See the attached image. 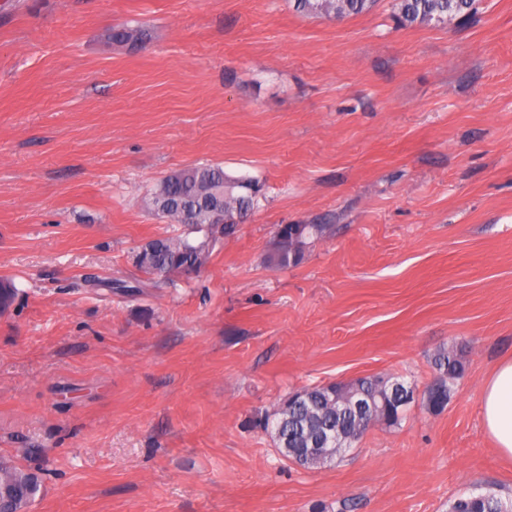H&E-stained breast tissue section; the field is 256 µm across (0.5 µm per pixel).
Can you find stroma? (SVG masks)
I'll return each mask as SVG.
<instances>
[{
  "label": "stroma",
  "instance_id": "stroma-1",
  "mask_svg": "<svg viewBox=\"0 0 512 512\" xmlns=\"http://www.w3.org/2000/svg\"><path fill=\"white\" fill-rule=\"evenodd\" d=\"M126 23L145 48L109 44ZM263 185L195 275L154 285L149 206L202 163ZM327 219L304 261L279 224ZM0 456L32 512H448L512 495L479 408L512 357V0L405 26L395 0L340 21L294 0H0ZM140 283V294L114 290ZM321 469L261 426L289 392L370 375L426 386ZM329 224H279L274 231V249L269 262L279 268L296 266L305 257L310 244L320 240ZM433 380L426 387L423 400L431 405L433 413H440L448 406L454 383L464 373L461 357L453 349L440 347L432 357ZM449 512H512V497L503 498L488 489L485 493L459 496L449 506Z\"/></svg>",
  "mask_w": 512,
  "mask_h": 512
}]
</instances>
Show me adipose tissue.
<instances>
[{"label": "adipose tissue", "instance_id": "obj_1", "mask_svg": "<svg viewBox=\"0 0 512 512\" xmlns=\"http://www.w3.org/2000/svg\"><path fill=\"white\" fill-rule=\"evenodd\" d=\"M480 413L497 453L512 459V359L499 361L485 382Z\"/></svg>", "mask_w": 512, "mask_h": 512}]
</instances>
